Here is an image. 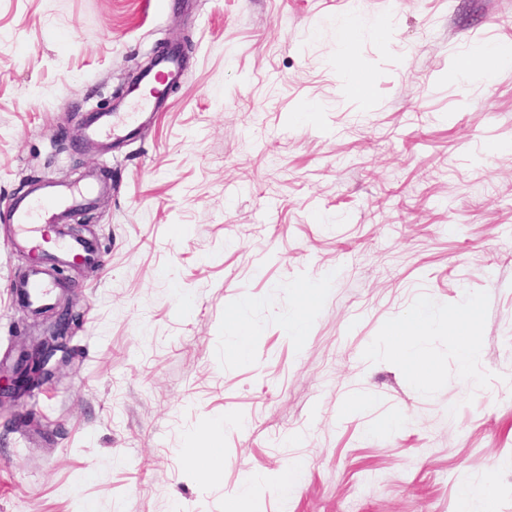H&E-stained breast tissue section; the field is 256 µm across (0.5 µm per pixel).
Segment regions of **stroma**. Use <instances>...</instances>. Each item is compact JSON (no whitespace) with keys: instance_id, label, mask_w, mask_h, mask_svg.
I'll use <instances>...</instances> for the list:
<instances>
[{"instance_id":"stroma-1","label":"stroma","mask_w":512,"mask_h":512,"mask_svg":"<svg viewBox=\"0 0 512 512\" xmlns=\"http://www.w3.org/2000/svg\"><path fill=\"white\" fill-rule=\"evenodd\" d=\"M185 35L165 111L88 143L100 103ZM509 39L512 0H0V214L38 183L108 186L82 227L96 260L62 274L68 361L0 410V512H224L297 460L254 512H482L460 492L486 480L512 512V66L488 81L478 56ZM29 265L0 222L4 377L19 332H51L15 294ZM298 286L324 290L300 339ZM472 301L469 384L448 312ZM421 302L441 367L423 388L389 340ZM239 305L252 352L228 362ZM193 442L223 448L220 476ZM184 448L183 454L186 459L195 467H201L210 470L215 476L221 474L223 470V448H214L212 445L195 447V445Z\"/></svg>"}]
</instances>
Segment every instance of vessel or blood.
<instances>
[{
    "label": "vessel or blood",
    "mask_w": 512,
    "mask_h": 512,
    "mask_svg": "<svg viewBox=\"0 0 512 512\" xmlns=\"http://www.w3.org/2000/svg\"><path fill=\"white\" fill-rule=\"evenodd\" d=\"M184 72L181 56L171 52L155 59L153 65L139 75L137 86L132 94L141 110L133 115H121L120 111L103 112L90 122L85 130L89 142L104 139L123 143L133 138L146 114L155 113L164 105L160 93L162 85L173 79H180ZM104 184L90 181L82 186H57L45 184L34 192L12 201L6 221L12 227L14 245L29 243L40 225L64 223L68 215L92 204L96 194L104 191ZM92 261L96 253L83 239L69 238L62 241L58 251L47 261L31 267L18 283L20 297L28 308L37 309L49 305L54 298L57 281L52 276V268L75 259Z\"/></svg>",
    "instance_id": "b4317fda"
}]
</instances>
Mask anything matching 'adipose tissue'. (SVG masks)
Here are the masks:
<instances>
[{
	"mask_svg": "<svg viewBox=\"0 0 512 512\" xmlns=\"http://www.w3.org/2000/svg\"><path fill=\"white\" fill-rule=\"evenodd\" d=\"M482 321L478 303L452 311L448 316V338L453 344L462 372H469L478 352L476 330ZM431 326L424 305H416L396 323L394 352L416 386L423 387L437 375L435 361L419 355L415 347Z\"/></svg>",
	"mask_w": 512,
	"mask_h": 512,
	"instance_id": "adipose-tissue-1",
	"label": "adipose tissue"
}]
</instances>
